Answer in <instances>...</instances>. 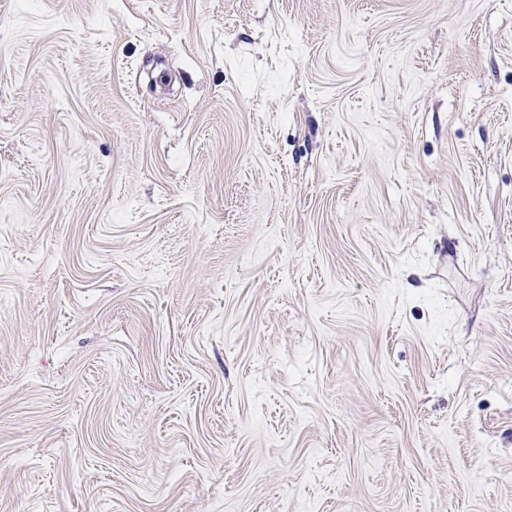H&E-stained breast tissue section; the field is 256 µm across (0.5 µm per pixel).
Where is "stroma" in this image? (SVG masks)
I'll return each mask as SVG.
<instances>
[{"label": "stroma", "instance_id": "obj_1", "mask_svg": "<svg viewBox=\"0 0 512 512\" xmlns=\"http://www.w3.org/2000/svg\"><path fill=\"white\" fill-rule=\"evenodd\" d=\"M0 512H512V0H0Z\"/></svg>", "mask_w": 512, "mask_h": 512}]
</instances>
